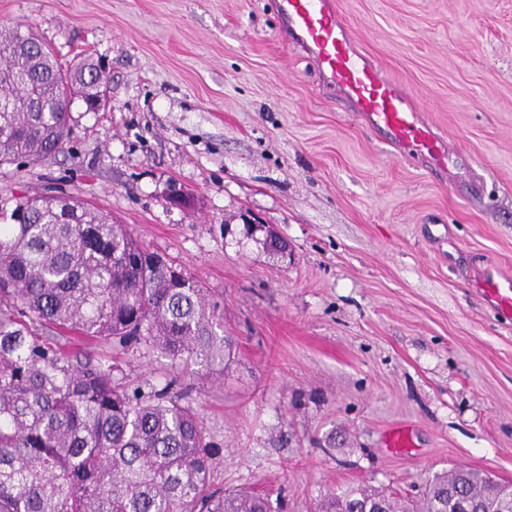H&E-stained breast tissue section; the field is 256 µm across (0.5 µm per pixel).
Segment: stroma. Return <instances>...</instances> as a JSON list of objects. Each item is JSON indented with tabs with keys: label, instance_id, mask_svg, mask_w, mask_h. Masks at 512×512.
Returning a JSON list of instances; mask_svg holds the SVG:
<instances>
[{
	"label": "stroma",
	"instance_id": "obj_1",
	"mask_svg": "<svg viewBox=\"0 0 512 512\" xmlns=\"http://www.w3.org/2000/svg\"><path fill=\"white\" fill-rule=\"evenodd\" d=\"M274 2L0 0V25L62 66L105 62L107 91L97 112L74 99L55 157L0 166V208L79 197L207 288L233 340L223 376L143 343L118 363L198 410L213 488L316 512L359 484L412 498L459 467L512 483V319L478 290L484 268L512 273V0H335L454 145L444 170L387 144Z\"/></svg>",
	"mask_w": 512,
	"mask_h": 512
}]
</instances>
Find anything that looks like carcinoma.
<instances>
[{
	"mask_svg": "<svg viewBox=\"0 0 512 512\" xmlns=\"http://www.w3.org/2000/svg\"><path fill=\"white\" fill-rule=\"evenodd\" d=\"M102 79L93 59L64 71L31 30L0 26V165L63 149L73 97L93 110ZM16 206L23 222L0 224V512H278L247 490L212 489L197 411L124 386L112 359L92 351L142 341L188 372H223L233 341L206 289L74 197ZM450 489L512 509L511 483L460 468L401 507L353 486L320 512H456Z\"/></svg>",
	"mask_w": 512,
	"mask_h": 512,
	"instance_id": "carcinoma-1",
	"label": "carcinoma"
}]
</instances>
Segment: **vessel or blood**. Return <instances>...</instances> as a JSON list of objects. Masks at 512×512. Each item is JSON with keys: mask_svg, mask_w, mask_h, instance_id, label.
Masks as SVG:
<instances>
[{"mask_svg": "<svg viewBox=\"0 0 512 512\" xmlns=\"http://www.w3.org/2000/svg\"><path fill=\"white\" fill-rule=\"evenodd\" d=\"M299 44L313 53L312 62L345 97L366 113L372 126L387 129L397 146H415L436 165H445L449 149L419 121L408 95L381 67L366 61L352 35L338 18L331 0H276ZM480 292L496 312L512 317V276L485 269Z\"/></svg>", "mask_w": 512, "mask_h": 512, "instance_id": "obj_1", "label": "vessel or blood"}]
</instances>
